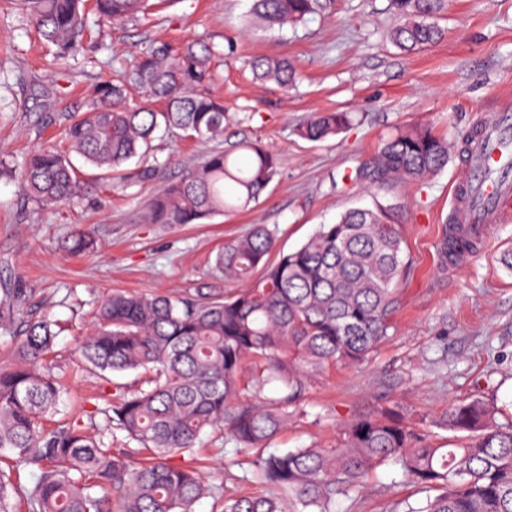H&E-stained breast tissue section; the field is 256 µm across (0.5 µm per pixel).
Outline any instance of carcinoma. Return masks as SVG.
Masks as SVG:
<instances>
[{"mask_svg": "<svg viewBox=\"0 0 512 512\" xmlns=\"http://www.w3.org/2000/svg\"><path fill=\"white\" fill-rule=\"evenodd\" d=\"M40 38L55 46L61 67L84 48L86 0H20ZM332 0H251L249 20L267 29L305 22ZM148 0H92L102 25H122L146 13ZM393 43L404 51L437 42L434 18L447 0H391ZM212 48L154 42L139 52L132 85L144 98L128 103L129 88L99 81L86 108L70 116L69 153L44 146L12 171L23 192L41 205L70 201L81 181L69 154L110 180L124 163L144 156L160 128L180 130L200 143L224 135V101L204 87L212 79ZM261 81L292 88L298 73L286 58L257 56ZM346 112H313L299 128L311 141L347 128ZM234 151L214 149L176 182L163 186L148 209L151 224H193L257 202L272 181L276 153L261 142ZM448 141L426 127L388 138L355 174L378 188L431 177L448 165ZM400 207L353 208L323 224L299 249L275 261L274 232L255 224L218 251L216 268L231 280L262 277L251 287L207 301L185 295L113 293L99 305L77 362L113 387L100 410L104 428L89 433L78 420L48 425L58 413L66 364L53 357L54 323L30 320L18 289L0 298L4 331L15 361L0 366V512H194L204 497L218 512H335L336 500L362 488L378 465L391 461L425 499L401 512H512V422L496 421L480 400L452 405L435 424L462 433L453 447L434 444L389 413L349 423L336 444L268 453L271 440L299 412L308 381L331 365L369 359L394 328L401 271ZM80 231L69 250L93 248ZM252 359L255 383L242 381ZM136 372L126 386L112 376ZM275 382L281 395L265 398ZM123 437H118V434ZM214 433L254 456L239 480L254 491L239 494L209 483L194 466L176 467L174 455L198 460L203 436ZM28 471L32 481H21Z\"/></svg>", "mask_w": 512, "mask_h": 512, "instance_id": "1", "label": "carcinoma"}]
</instances>
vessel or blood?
<instances>
[{
	"label": "vessel or blood",
	"mask_w": 512,
	"mask_h": 512,
	"mask_svg": "<svg viewBox=\"0 0 512 512\" xmlns=\"http://www.w3.org/2000/svg\"><path fill=\"white\" fill-rule=\"evenodd\" d=\"M503 120H489L472 143L468 183L471 194H454L448 216L449 229L471 238L487 240L490 230L512 216V143L503 141Z\"/></svg>",
	"instance_id": "b4317fda"
}]
</instances>
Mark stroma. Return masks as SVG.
<instances>
[{
    "label": "stroma",
    "instance_id": "stroma-1",
    "mask_svg": "<svg viewBox=\"0 0 512 512\" xmlns=\"http://www.w3.org/2000/svg\"><path fill=\"white\" fill-rule=\"evenodd\" d=\"M250 0H158L152 14L93 33L67 68L38 36L17 0H0V159L21 165L47 140H61L72 113L82 110L94 85L130 74L139 51L164 40H202L215 52L210 92L227 112L218 149L261 141L279 159L277 173L257 205L201 224H150L147 204L161 186L194 167L208 147L169 133L155 140L146 164L121 169L124 188L97 182L81 167L85 184L72 203L41 206L17 181L0 176V288H17L34 318L58 321V360L70 363L101 300L114 291L187 294L200 300L228 295L214 257L252 225L274 229L278 251L300 248L346 210L380 203L402 206L403 266L396 294L395 332L369 361L336 366L308 383L300 415L271 441L281 452L333 444L359 416L390 411L416 431L460 401L480 399L512 419V274L499 265L512 248V221L497 225L483 249L448 269L441 253L443 223L462 164L464 136L504 106L512 107V0H448L438 19L445 36L415 53L390 39V0H334L304 23L265 29L246 25ZM283 57L300 74L284 90L253 78L249 61ZM352 116L351 126L321 141L297 128L313 112ZM426 124L447 138V167L423 181L373 189L347 171L371 159L397 130ZM86 230L93 252L72 255L74 234ZM68 416L89 431L103 425L98 410L109 388L78 371L66 381ZM251 455L233 444L208 449L207 479L235 490ZM424 494L390 463L377 466L363 490L336 502V512H394Z\"/></svg>",
    "mask_w": 512,
    "mask_h": 512
}]
</instances>
